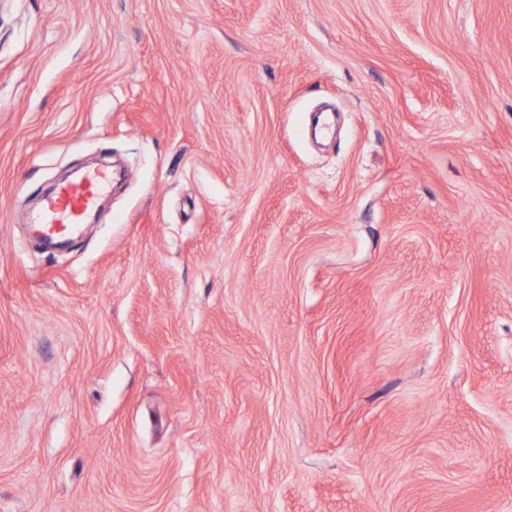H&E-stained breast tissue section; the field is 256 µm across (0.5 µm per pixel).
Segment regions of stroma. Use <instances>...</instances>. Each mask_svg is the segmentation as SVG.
<instances>
[{
    "instance_id": "35a3bbf8",
    "label": "stroma",
    "mask_w": 512,
    "mask_h": 512,
    "mask_svg": "<svg viewBox=\"0 0 512 512\" xmlns=\"http://www.w3.org/2000/svg\"><path fill=\"white\" fill-rule=\"evenodd\" d=\"M0 512H512V0H0ZM110 183L105 170L91 171L76 181L57 184L42 204L28 215V224L47 238H63L78 233L85 217L96 206Z\"/></svg>"
}]
</instances>
